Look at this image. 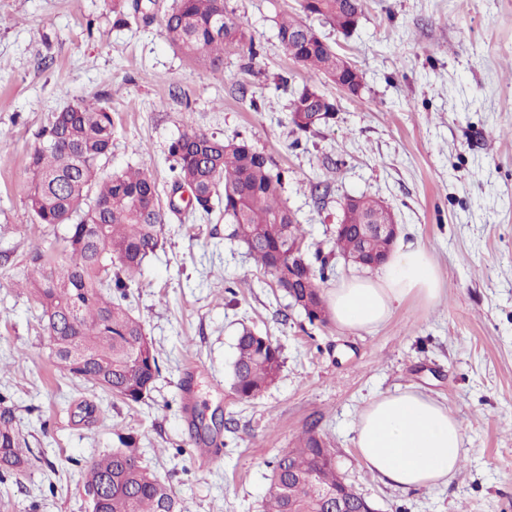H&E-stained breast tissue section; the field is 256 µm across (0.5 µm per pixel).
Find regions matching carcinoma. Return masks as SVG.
Returning a JSON list of instances; mask_svg holds the SVG:
<instances>
[{"instance_id": "obj_1", "label": "carcinoma", "mask_w": 512, "mask_h": 512, "mask_svg": "<svg viewBox=\"0 0 512 512\" xmlns=\"http://www.w3.org/2000/svg\"><path fill=\"white\" fill-rule=\"evenodd\" d=\"M302 13L336 30L362 14L361 0H317ZM222 0H176L164 21V35L185 57L216 67L224 51L248 47L241 22L228 15ZM277 37L297 64L320 79L336 81V51L312 37L305 20L282 15ZM336 112V100L304 85L289 104L295 132L325 124ZM112 112L78 102L53 113L28 154L31 187L27 212L37 224L62 226V237L31 252L17 285L36 299L49 337L51 357L68 377L94 392L127 404L149 397L160 374L158 351L133 314L130 288L144 264L164 243L165 220L158 188L142 168L106 172L101 161L112 149ZM174 182L194 187V211L209 215L214 201L224 203L232 226L229 238L244 246L263 273L290 298L289 305L310 322L330 318L309 255L306 232L282 199L283 178L273 159L244 140L218 139L191 130L169 146ZM381 200L361 196L348 205L334 248L344 257L364 225L392 219ZM297 247L293 257L288 248ZM371 267L388 256L386 240L365 242ZM282 366L281 347L271 337L243 330L237 338L231 387L244 401L260 397L275 382ZM95 457L81 476L82 492L99 496V512H178L171 484L157 475L130 443ZM26 444L14 409L0 395V478L23 475L39 456ZM269 484L263 512H324L323 495H337L344 505L374 508L346 476L338 472L336 454L327 439L309 425L291 448L269 462Z\"/></svg>"}]
</instances>
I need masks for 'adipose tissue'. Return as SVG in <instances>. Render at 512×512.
<instances>
[{
	"label": "adipose tissue",
	"mask_w": 512,
	"mask_h": 512,
	"mask_svg": "<svg viewBox=\"0 0 512 512\" xmlns=\"http://www.w3.org/2000/svg\"><path fill=\"white\" fill-rule=\"evenodd\" d=\"M441 279L426 250L407 245L390 253L380 276L352 278L327 294L337 326L370 330L386 322L396 305L441 294ZM462 427L447 407L415 391L385 395L358 419L356 448L365 466L386 483L419 489L448 481L463 460Z\"/></svg>",
	"instance_id": "adipose-tissue-1"
}]
</instances>
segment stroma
Masks as SVG:
<instances>
[{"instance_id": "35a3bbf8", "label": "stroma", "mask_w": 512, "mask_h": 512, "mask_svg": "<svg viewBox=\"0 0 512 512\" xmlns=\"http://www.w3.org/2000/svg\"><path fill=\"white\" fill-rule=\"evenodd\" d=\"M138 3L117 27L110 0H0V393L43 456L0 481V512H87L82 470L121 434L173 485L182 512H261L269 461L312 423L378 512H512V0H364L349 35L322 29L364 76L355 97L313 80L279 42L277 16L299 12V0H224L256 56L231 49L216 69L165 39L173 0ZM312 82L336 114L297 134L289 103ZM82 98L114 119L105 171L145 168L164 198L169 146L184 132L271 156L321 250L323 291L359 273L334 250L343 202L380 198L398 243L431 255L440 297L405 301L371 330L313 324L229 240L221 209L171 213L132 300L161 373L145 402L92 396L54 364L37 304L15 284L30 252L55 238L27 215V154L51 115ZM317 181L325 199L311 195ZM245 327L282 348L278 379L251 402L229 379ZM403 390L446 405L462 426L465 455L448 482L404 490L358 457L360 413ZM200 435L220 460L195 457Z\"/></svg>"}]
</instances>
